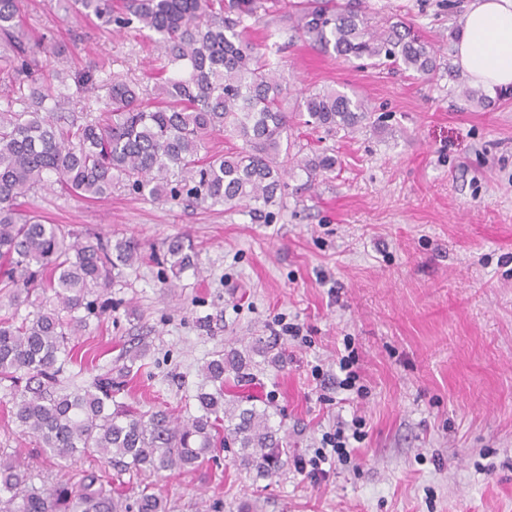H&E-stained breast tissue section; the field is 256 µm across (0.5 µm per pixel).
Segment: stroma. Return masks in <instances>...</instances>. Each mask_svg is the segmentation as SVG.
Instances as JSON below:
<instances>
[{"instance_id":"35a3bbf8","label":"stroma","mask_w":512,"mask_h":512,"mask_svg":"<svg viewBox=\"0 0 512 512\" xmlns=\"http://www.w3.org/2000/svg\"><path fill=\"white\" fill-rule=\"evenodd\" d=\"M471 0H368L434 46L438 69L422 80L397 69L342 63L303 41L279 15L250 20L258 45L278 43L290 95L333 88L387 115L386 130L353 136L295 129V150L334 155L333 172L287 177L269 220L247 208L151 200L115 188L87 201L54 191L31 206L53 224L101 240L132 238L144 259L112 282V309L71 340L82 364L63 381L91 384L143 350L121 401L188 419L202 368L216 354L270 343L278 364L253 354L247 392L291 450L282 473L256 478L228 448L198 472L148 473L169 512H512V87L479 105L460 94L468 76L454 43ZM29 41L61 47L45 68L79 75L96 64L89 94L70 83L63 112L105 103L113 74L148 89L162 60L133 29L112 32L26 0ZM190 241L197 272L172 277L154 258L166 240ZM298 336L276 333L278 322ZM352 352L361 390L338 385ZM361 419L351 460L314 457L337 423ZM0 448L47 482L80 470L115 471L99 458L70 464L38 454L0 395Z\"/></svg>"}]
</instances>
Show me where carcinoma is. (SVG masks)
Returning a JSON list of instances; mask_svg holds the SVG:
<instances>
[{"instance_id":"cac0c4a2","label":"carcinoma","mask_w":512,"mask_h":512,"mask_svg":"<svg viewBox=\"0 0 512 512\" xmlns=\"http://www.w3.org/2000/svg\"><path fill=\"white\" fill-rule=\"evenodd\" d=\"M65 2L107 29L150 32L164 54L163 74L148 104L137 85L114 74L104 112L60 122L49 104L67 98L68 74L43 75L40 45H27L17 34L20 0H0V61L28 88L0 107V288L12 290L15 300H38L19 323L13 315L0 317V386L12 402L11 416L42 452L64 461L96 455L137 475L196 469L233 445L239 466L273 478L288 456V439L269 425L266 411L243 406L250 397L226 387L254 380L251 361L236 349L202 368L211 389L197 390L199 414L185 422L166 410L141 412L116 401L128 365L90 387L62 386L71 336L107 308L97 298L143 254L131 238L104 243L46 224L37 212L21 209V200L56 185L93 201L121 186L150 199L228 210L243 205L269 218L268 208L286 195V174L297 168L312 177L336 165L326 154L300 159L291 153L292 127L349 135L370 123L373 112L363 99L334 89L308 91L294 111L285 109L276 53L257 51L246 25L267 3L282 0ZM287 4L300 37L341 62L369 60L428 78L437 69L431 43L401 20L375 21L365 0ZM18 103L20 111L14 110ZM215 136L241 145L200 156ZM163 262L176 278L196 268L193 249L181 237L164 242ZM49 290L51 304L41 299ZM0 512H166V503L146 486L132 496L116 492L93 471L38 487L29 469L0 449Z\"/></svg>"}]
</instances>
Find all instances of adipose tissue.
Listing matches in <instances>:
<instances>
[{
    "mask_svg": "<svg viewBox=\"0 0 512 512\" xmlns=\"http://www.w3.org/2000/svg\"><path fill=\"white\" fill-rule=\"evenodd\" d=\"M455 61L487 90L512 86V0H471Z\"/></svg>",
    "mask_w": 512,
    "mask_h": 512,
    "instance_id": "adipose-tissue-1",
    "label": "adipose tissue"
}]
</instances>
